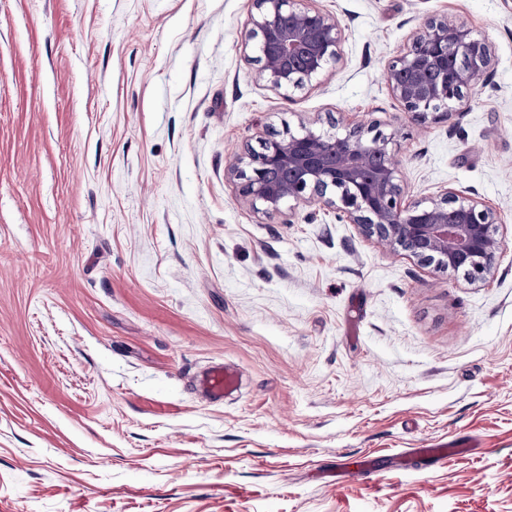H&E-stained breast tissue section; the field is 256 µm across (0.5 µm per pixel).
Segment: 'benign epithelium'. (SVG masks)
<instances>
[{
    "label": "benign epithelium",
    "instance_id": "1",
    "mask_svg": "<svg viewBox=\"0 0 512 512\" xmlns=\"http://www.w3.org/2000/svg\"><path fill=\"white\" fill-rule=\"evenodd\" d=\"M298 2L254 0L258 78L279 91L319 81L339 59L340 22ZM491 66L484 39L445 16L429 15L411 46L388 62L383 78L404 111L436 120L456 110ZM391 143L373 125H356L341 135L305 126L238 157L230 174L240 180V193L266 214L290 199L322 201L338 220L386 247L461 271L472 282L486 280L504 247L496 233L497 212L452 191L402 203L401 160Z\"/></svg>",
    "mask_w": 512,
    "mask_h": 512
}]
</instances>
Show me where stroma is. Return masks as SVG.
<instances>
[{
    "label": "stroma",
    "instance_id": "35a3bbf8",
    "mask_svg": "<svg viewBox=\"0 0 512 512\" xmlns=\"http://www.w3.org/2000/svg\"><path fill=\"white\" fill-rule=\"evenodd\" d=\"M340 59L259 81L252 0H0V512H512V0H307ZM492 48L449 120L381 72L422 18ZM377 123L404 202L497 211L482 282L320 203L257 213L260 140ZM224 364L237 390L196 384ZM474 442L437 465L393 455ZM369 477L336 482L354 457Z\"/></svg>",
    "mask_w": 512,
    "mask_h": 512
}]
</instances>
